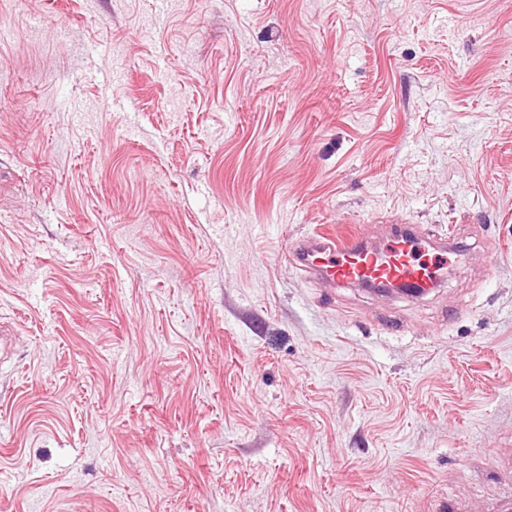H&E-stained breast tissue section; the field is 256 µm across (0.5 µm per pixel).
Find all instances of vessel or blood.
<instances>
[{
    "label": "vessel or blood",
    "instance_id": "1",
    "mask_svg": "<svg viewBox=\"0 0 512 512\" xmlns=\"http://www.w3.org/2000/svg\"><path fill=\"white\" fill-rule=\"evenodd\" d=\"M447 246L427 250L412 225H399L380 244L367 242L357 231L345 236L318 230L293 241L286 251L306 275L331 283L394 287L411 295L435 287L445 267Z\"/></svg>",
    "mask_w": 512,
    "mask_h": 512
}]
</instances>
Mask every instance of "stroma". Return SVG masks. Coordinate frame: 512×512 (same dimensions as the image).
Instances as JSON below:
<instances>
[{
  "label": "stroma",
  "instance_id": "35a3bbf8",
  "mask_svg": "<svg viewBox=\"0 0 512 512\" xmlns=\"http://www.w3.org/2000/svg\"><path fill=\"white\" fill-rule=\"evenodd\" d=\"M457 226L420 299L287 242ZM512 498V0H0V512Z\"/></svg>",
  "mask_w": 512,
  "mask_h": 512
}]
</instances>
